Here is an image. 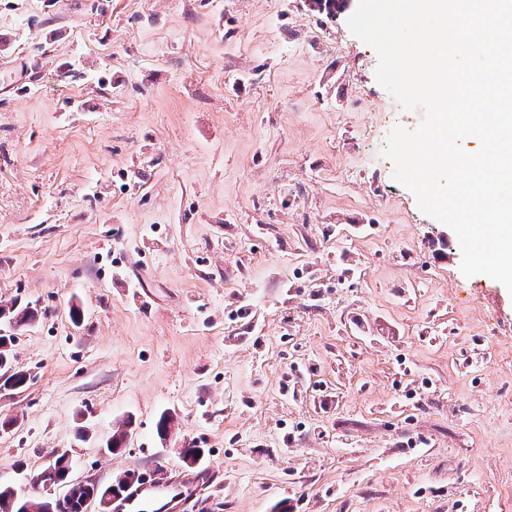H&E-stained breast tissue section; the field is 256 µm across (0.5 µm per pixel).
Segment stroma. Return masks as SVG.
<instances>
[{"label": "stroma", "mask_w": 512, "mask_h": 512, "mask_svg": "<svg viewBox=\"0 0 512 512\" xmlns=\"http://www.w3.org/2000/svg\"><path fill=\"white\" fill-rule=\"evenodd\" d=\"M357 5L0 0V307L36 314L0 486L61 497L64 454L195 477L176 512H512V294L380 165L424 112Z\"/></svg>", "instance_id": "obj_1"}]
</instances>
